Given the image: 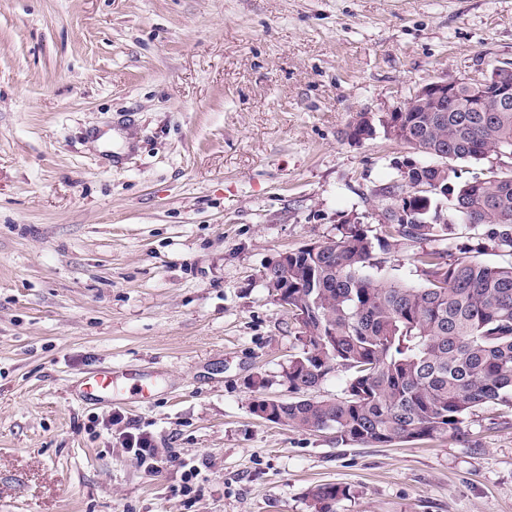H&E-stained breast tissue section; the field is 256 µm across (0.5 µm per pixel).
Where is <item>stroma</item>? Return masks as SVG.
<instances>
[{
  "instance_id": "1",
  "label": "stroma",
  "mask_w": 512,
  "mask_h": 512,
  "mask_svg": "<svg viewBox=\"0 0 512 512\" xmlns=\"http://www.w3.org/2000/svg\"><path fill=\"white\" fill-rule=\"evenodd\" d=\"M509 62L512 0H0V512H512L511 411L395 446L251 412L302 349L266 269L426 160L349 122ZM117 376L112 370H100L82 383V393L95 397L105 396L114 401L112 385ZM348 495L349 488L339 484H321L311 491L316 512H336V504Z\"/></svg>"
}]
</instances>
